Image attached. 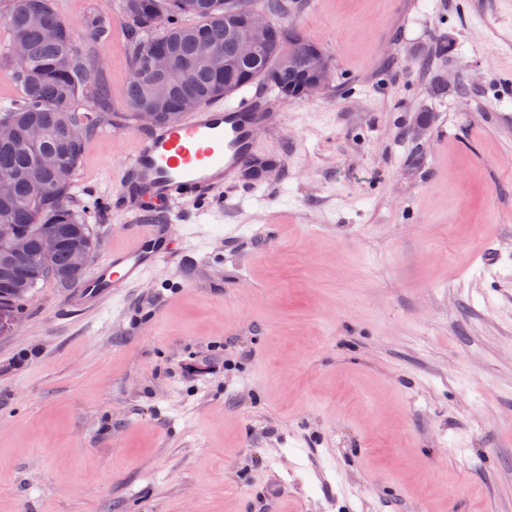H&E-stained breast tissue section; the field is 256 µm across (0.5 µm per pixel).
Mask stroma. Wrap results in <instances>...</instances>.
Returning a JSON list of instances; mask_svg holds the SVG:
<instances>
[{"label":"stroma","mask_w":512,"mask_h":512,"mask_svg":"<svg viewBox=\"0 0 512 512\" xmlns=\"http://www.w3.org/2000/svg\"><path fill=\"white\" fill-rule=\"evenodd\" d=\"M90 57L112 122L77 196L111 199L145 126L118 0ZM331 56L262 84L261 180L155 223L186 247L78 309L42 282L0 334V512H512V0H292ZM430 114L414 141L416 118ZM135 210L93 221V263ZM312 74L305 88V97L313 98L326 92L333 80L334 67L329 54L322 48H312L307 57Z\"/></svg>","instance_id":"stroma-1"}]
</instances>
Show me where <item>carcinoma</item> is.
Instances as JSON below:
<instances>
[{
  "mask_svg": "<svg viewBox=\"0 0 512 512\" xmlns=\"http://www.w3.org/2000/svg\"><path fill=\"white\" fill-rule=\"evenodd\" d=\"M0 24L8 38L0 42V58L14 61L20 44L25 58L17 63L14 79L23 96L0 101V227L11 231L37 253L44 235L56 234L57 249L35 264L0 255V317L22 313L28 294L51 279L63 287L79 285L84 275L68 277L73 248L92 256L96 239L89 218L104 209L99 198L77 200L74 177L84 140L107 120L104 109H83L88 99L103 97L102 81L89 85V51L104 40L110 18L94 17L77 37L54 7V0H8ZM256 0H119L130 29L131 65L126 101L136 116L156 113V124L170 123L183 114V100L202 104L215 96L233 94L241 86L261 82L282 98L301 99L310 73L304 65L307 47L315 42L284 22H274L268 49L251 57L236 52L247 13ZM191 16L196 22L181 23ZM164 52L171 67L163 75L154 69L155 56Z\"/></svg>",
  "mask_w": 512,
  "mask_h": 512,
  "instance_id": "cac0c4a2",
  "label": "carcinoma"
}]
</instances>
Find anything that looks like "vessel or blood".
<instances>
[{
  "label": "vessel or blood",
  "instance_id": "vessel-or-blood-1",
  "mask_svg": "<svg viewBox=\"0 0 512 512\" xmlns=\"http://www.w3.org/2000/svg\"><path fill=\"white\" fill-rule=\"evenodd\" d=\"M273 120L263 102L250 97L237 104L202 105L137 136L133 153L120 166L123 178L112 199L114 209H127L134 201L148 215L231 184L252 158L258 130ZM175 238L166 225H140L129 248L112 252L80 284L76 300L93 305L120 293L166 258Z\"/></svg>",
  "mask_w": 512,
  "mask_h": 512
}]
</instances>
